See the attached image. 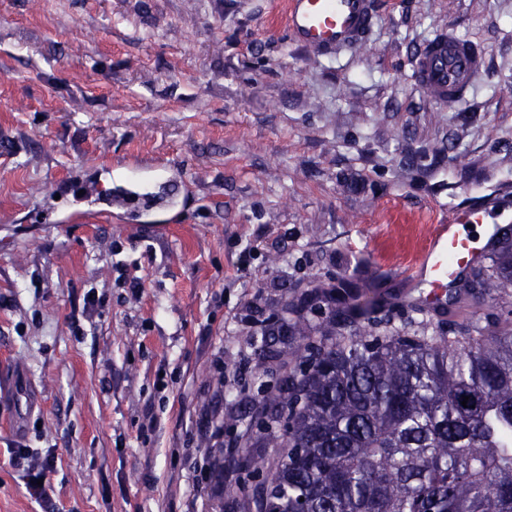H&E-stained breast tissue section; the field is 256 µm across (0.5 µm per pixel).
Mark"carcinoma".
I'll list each match as a JSON object with an SVG mask.
<instances>
[{"mask_svg":"<svg viewBox=\"0 0 512 512\" xmlns=\"http://www.w3.org/2000/svg\"><path fill=\"white\" fill-rule=\"evenodd\" d=\"M512 288V237L469 286ZM381 299L336 286L310 298L288 324V355L305 366L266 403L263 437L286 448L255 512H512V327L463 336L449 308H410L413 331ZM358 333L327 347L313 336ZM469 397L462 406L463 397Z\"/></svg>","mask_w":512,"mask_h":512,"instance_id":"carcinoma-1","label":"carcinoma"}]
</instances>
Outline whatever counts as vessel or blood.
<instances>
[{
  "label": "vessel or blood",
  "instance_id": "obj_1",
  "mask_svg": "<svg viewBox=\"0 0 512 512\" xmlns=\"http://www.w3.org/2000/svg\"><path fill=\"white\" fill-rule=\"evenodd\" d=\"M375 17L373 0H288L287 26L299 45L331 56L339 49L361 45ZM486 57L473 43L445 32L424 44L413 60L418 86L433 100L457 103L468 95ZM485 226L474 238L471 226ZM512 235V212L488 199L453 213L434 225L428 244L407 266L420 294L410 306L427 310L447 307L448 290L482 267L503 237Z\"/></svg>",
  "mask_w": 512,
  "mask_h": 512
}]
</instances>
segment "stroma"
<instances>
[{
  "label": "stroma",
  "mask_w": 512,
  "mask_h": 512,
  "mask_svg": "<svg viewBox=\"0 0 512 512\" xmlns=\"http://www.w3.org/2000/svg\"><path fill=\"white\" fill-rule=\"evenodd\" d=\"M376 2L328 57L288 0H0V512H246L299 370L261 322L337 278L405 303L429 225L512 210V0ZM450 29L488 60L454 105L412 70ZM11 448L53 457L48 504Z\"/></svg>",
  "instance_id": "1"
}]
</instances>
